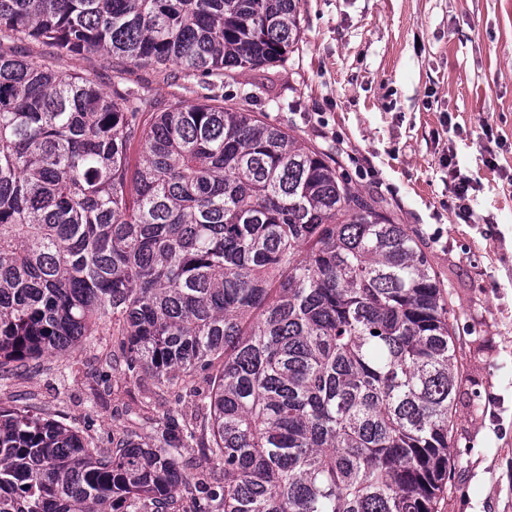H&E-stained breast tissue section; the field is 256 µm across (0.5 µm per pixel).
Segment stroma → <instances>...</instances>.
<instances>
[{
	"label": "stroma",
	"instance_id": "35a3bbf8",
	"mask_svg": "<svg viewBox=\"0 0 512 512\" xmlns=\"http://www.w3.org/2000/svg\"><path fill=\"white\" fill-rule=\"evenodd\" d=\"M301 39L262 73L189 80L186 103L255 91L254 111L300 141L342 155L341 170L419 235L455 309L467 353L455 416L454 466L437 512H512V0H301ZM26 58L91 75L104 88L124 60L58 55L35 41ZM471 185L458 212L455 181ZM85 340L66 356L0 374V407L76 427L101 448L126 409L151 401L191 417L204 373L156 392L149 376L89 396L110 369Z\"/></svg>",
	"mask_w": 512,
	"mask_h": 512
}]
</instances>
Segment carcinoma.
Listing matches in <instances>:
<instances>
[{"label": "carcinoma", "instance_id": "obj_1", "mask_svg": "<svg viewBox=\"0 0 512 512\" xmlns=\"http://www.w3.org/2000/svg\"><path fill=\"white\" fill-rule=\"evenodd\" d=\"M299 8L0 0V373L97 336L127 379L209 378L152 445L0 407V512H435L465 355L416 236L247 93L163 105L3 49L227 75L286 62ZM182 461L186 467V473L194 475L198 472L211 474L218 479L224 478V470L222 466L215 462L206 461L198 451V448H183Z\"/></svg>", "mask_w": 512, "mask_h": 512}]
</instances>
